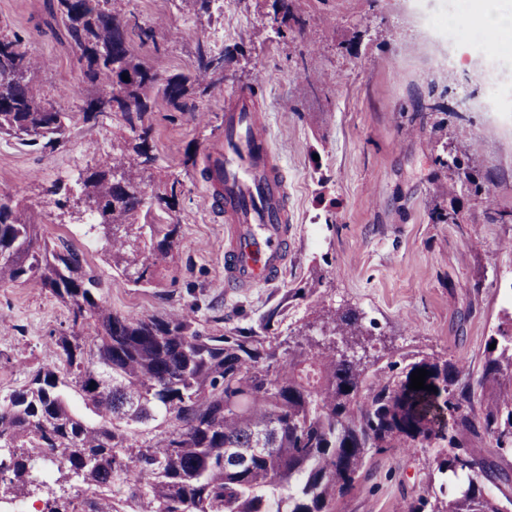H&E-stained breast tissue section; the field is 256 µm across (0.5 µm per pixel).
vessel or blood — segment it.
<instances>
[{
    "instance_id": "vessel-or-blood-1",
    "label": "vessel or blood",
    "mask_w": 512,
    "mask_h": 512,
    "mask_svg": "<svg viewBox=\"0 0 512 512\" xmlns=\"http://www.w3.org/2000/svg\"><path fill=\"white\" fill-rule=\"evenodd\" d=\"M206 204L224 218V284L238 293L278 280L290 255L288 183L255 87L224 102V133L204 150Z\"/></svg>"
}]
</instances>
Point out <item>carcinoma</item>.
<instances>
[{
    "label": "carcinoma",
    "mask_w": 512,
    "mask_h": 512,
    "mask_svg": "<svg viewBox=\"0 0 512 512\" xmlns=\"http://www.w3.org/2000/svg\"><path fill=\"white\" fill-rule=\"evenodd\" d=\"M280 4V25L306 21L291 0ZM92 91L84 119L113 114L133 137L112 144V161L83 181L98 202L112 267L149 284L177 244L178 227L141 224L152 204L139 173L156 162L152 127L144 116L151 94L177 104L196 91L224 85V53L197 45L196 73L161 79L135 52L134 40L156 42L153 27L130 19L112 0H57ZM37 64L18 37H0V134L53 148L74 116L38 96ZM129 80H123V76ZM181 183L156 196L168 214ZM35 282L64 302L72 326L93 333L52 338L56 362L0 398V503L40 487L37 466L50 462L75 482L65 501L46 512H336L356 489L370 453L390 448H436L426 494L406 512H504L512 474L478 456L471 445L490 439L512 452V333L489 337L477 375L448 359L396 350L373 368L353 352L359 315L321 308L327 341L282 336L276 312L258 331L214 334L189 314L130 317L100 304L99 279L83 270L75 251L51 248L14 196L0 194V281ZM424 368L425 385L409 388ZM74 391L92 406V424L66 397ZM445 398L456 431L429 425V395Z\"/></svg>",
    "instance_id": "obj_1"
}]
</instances>
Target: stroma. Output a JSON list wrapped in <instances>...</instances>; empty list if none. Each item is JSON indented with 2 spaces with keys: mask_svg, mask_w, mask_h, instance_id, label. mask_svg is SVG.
<instances>
[{
  "mask_svg": "<svg viewBox=\"0 0 512 512\" xmlns=\"http://www.w3.org/2000/svg\"><path fill=\"white\" fill-rule=\"evenodd\" d=\"M447 0H294L305 30L279 28L275 0H224L197 16L184 0H123L124 12L154 23L157 46L139 47L160 77L194 70L196 41L224 54L222 88L172 105L153 97L156 164L146 190L163 192L180 180L170 223L179 244L152 282L133 283L112 269L104 238L83 249L68 228L86 220L74 200L87 172L131 137L120 119L77 121L68 142L51 149L0 137V193L34 206L57 251L83 250L88 271L102 283L99 301L133 316L194 312L221 334L256 328L280 310V331L321 339L319 306L352 310L363 336L355 355L365 364L398 349L420 350L480 369L485 343L512 329V224H496L489 209L512 211V113L485 95L484 46L448 49L423 27L422 16ZM57 0H0V35H18L36 61L34 82L63 112L80 111L87 96L83 65L66 26L51 10ZM454 52L461 63L436 69L432 56ZM272 75L260 88L273 146L285 166L294 215L292 261L277 283L230 295L224 288V220L204 202L201 152L223 132L224 100ZM470 128L459 148L462 170L437 157L451 130ZM195 151L187 160V151ZM494 180L493 201L465 184L466 175ZM458 182L440 197L438 185ZM447 211L458 221L443 224ZM321 275L316 299L289 292ZM69 312L34 283H0V395L23 387L55 359L53 336L70 331ZM433 449L396 448L374 455L367 477L338 504L339 512H404L422 494Z\"/></svg>",
  "mask_w": 512,
  "mask_h": 512,
  "instance_id": "35a3bbf8",
  "label": "stroma"
}]
</instances>
